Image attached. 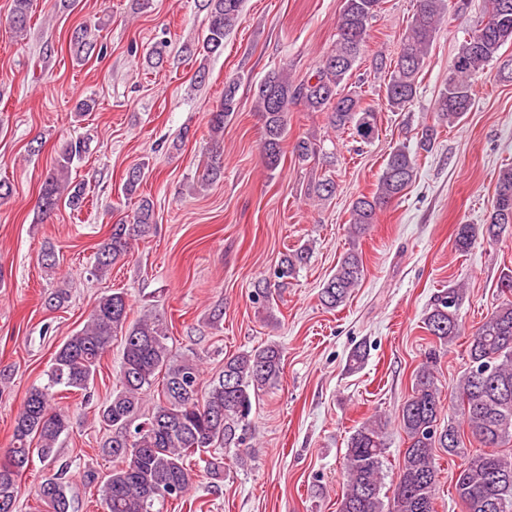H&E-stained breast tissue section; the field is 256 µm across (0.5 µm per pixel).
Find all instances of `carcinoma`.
<instances>
[{
	"mask_svg": "<svg viewBox=\"0 0 512 512\" xmlns=\"http://www.w3.org/2000/svg\"><path fill=\"white\" fill-rule=\"evenodd\" d=\"M33 0H12L10 22L23 35L31 18ZM416 10L401 38L396 57L378 54L375 69L386 73L385 103L393 110H405L414 100L418 79L448 14V0H415ZM242 0H206V33L195 53L209 56L224 50V38L240 20ZM382 9V0H343L337 22L334 48L322 55L312 71L295 81L288 68L268 72L256 87V112L262 125L260 152L268 171L282 160L288 136V112L301 104L307 112L325 115L335 132L346 133L360 144L378 136V112L355 90H346L369 39L372 21ZM485 16L492 25L480 23L465 33L457 45L448 69V82L437 102L438 121L455 123L471 107L474 78L485 73L500 58L503 45L512 42V0H486ZM70 43L76 52L94 49L88 28H75ZM239 83L224 85V97L210 113L209 127L216 135L204 166L201 182L212 183L224 176V125L238 108ZM437 138L433 125L422 127L416 149L406 145L387 157L376 191L359 195L351 206L352 237L358 238L377 222L378 214L416 178L418 151H429ZM88 150V140L70 139L57 153L37 199L40 220L60 206L79 211L85 205V188L70 179L72 166ZM292 154L298 163L310 164L334 158L313 135L298 138ZM145 177L144 167L135 166L126 175L124 193H137ZM336 191L334 180L321 178L310 183L307 193L319 200ZM154 224V203L138 199L128 220L112 225L109 237L95 253L92 275L103 277L123 260L133 243L146 237ZM512 224V167L500 170L495 203L485 224H460L454 245L468 251L477 238L496 241ZM304 246L281 259L276 279L295 277L309 258ZM364 265L358 249L340 258L336 273L323 285L320 302L335 309L349 299L362 280ZM503 300L469 338L468 367L460 377L448 405V421L441 423L442 390L435 376L436 351L425 356L414 375L411 394L398 415L407 445L389 503H384L383 465L387 450L388 421L380 416L368 419L350 435L344 454L345 490L338 512H436L439 481L434 451L464 458L454 489L465 512H512V273L503 274ZM461 289L450 287L438 295L424 318L425 329L446 346L462 334L459 320ZM120 338L122 362L119 381L112 395L98 408L97 417L111 435L103 447L112 455V470L101 480V505L105 512H163L169 500L189 494L194 474L192 459L205 463L210 479L224 478L223 458L211 454L217 448L239 447L244 438L237 434L249 416L251 392L278 383L282 375L281 349L267 344L224 358V371L209 384L201 369L188 355L176 356L164 316L149 312L129 320L126 293L117 291L96 301L84 326L69 336L55 352L45 381L32 385L15 417L8 460L0 465V512H15L18 480L28 468L32 455L56 461V445L68 433L69 418L55 405L59 392H83L94 383L101 360ZM158 388L152 411L142 412L144 398ZM483 445L469 451L464 434ZM69 464H60L54 477L45 480L36 496L48 512H69L66 474Z\"/></svg>",
	"mask_w": 512,
	"mask_h": 512,
	"instance_id": "1",
	"label": "carcinoma"
}]
</instances>
